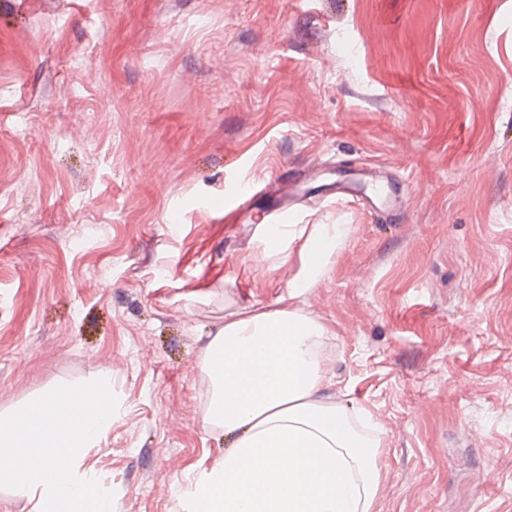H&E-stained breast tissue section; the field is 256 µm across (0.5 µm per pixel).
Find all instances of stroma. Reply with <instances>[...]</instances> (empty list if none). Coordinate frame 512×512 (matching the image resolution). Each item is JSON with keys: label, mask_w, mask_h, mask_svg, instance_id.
I'll use <instances>...</instances> for the list:
<instances>
[{"label": "stroma", "mask_w": 512, "mask_h": 512, "mask_svg": "<svg viewBox=\"0 0 512 512\" xmlns=\"http://www.w3.org/2000/svg\"><path fill=\"white\" fill-rule=\"evenodd\" d=\"M355 179L386 212L323 198ZM281 197L350 227L305 308L384 432L377 512H512V0H0V414L110 379L85 467L182 512L224 460L202 338L294 272Z\"/></svg>", "instance_id": "stroma-1"}]
</instances>
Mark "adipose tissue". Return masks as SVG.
Instances as JSON below:
<instances>
[{
	"instance_id": "adipose-tissue-1",
	"label": "adipose tissue",
	"mask_w": 512,
	"mask_h": 512,
	"mask_svg": "<svg viewBox=\"0 0 512 512\" xmlns=\"http://www.w3.org/2000/svg\"><path fill=\"white\" fill-rule=\"evenodd\" d=\"M349 233L346 224L285 225L272 255L296 265L286 295L242 305L208 337L203 424L228 447L221 465L187 481L185 512H375L382 437L358 428L366 410L331 394L335 333L304 307Z\"/></svg>"
}]
</instances>
